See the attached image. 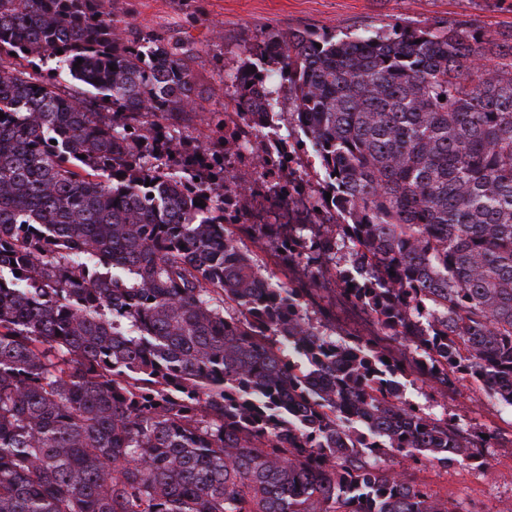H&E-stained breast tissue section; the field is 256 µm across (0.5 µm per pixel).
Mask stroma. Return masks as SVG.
<instances>
[{
	"instance_id": "obj_1",
	"label": "stroma",
	"mask_w": 512,
	"mask_h": 512,
	"mask_svg": "<svg viewBox=\"0 0 512 512\" xmlns=\"http://www.w3.org/2000/svg\"><path fill=\"white\" fill-rule=\"evenodd\" d=\"M112 10L140 30L191 43L198 102L208 112L223 111L245 45L275 30L355 32L397 19L425 25L462 16L490 31L512 27V0H112ZM403 396L435 414L457 416L464 427L502 436L486 451L488 467L430 465L417 479L454 499L461 512H512V408L467 382L442 397L419 379Z\"/></svg>"
}]
</instances>
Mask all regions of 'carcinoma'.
Here are the masks:
<instances>
[{
	"instance_id": "carcinoma-1",
	"label": "carcinoma",
	"mask_w": 512,
	"mask_h": 512,
	"mask_svg": "<svg viewBox=\"0 0 512 512\" xmlns=\"http://www.w3.org/2000/svg\"><path fill=\"white\" fill-rule=\"evenodd\" d=\"M194 62L112 0H0V512H459L381 460L493 436L386 389L423 369L512 407V30L290 29L234 76L223 154L275 124L276 72L319 168L287 182L318 231L268 235L278 265L333 273L377 336L239 246L246 190L176 127Z\"/></svg>"
}]
</instances>
